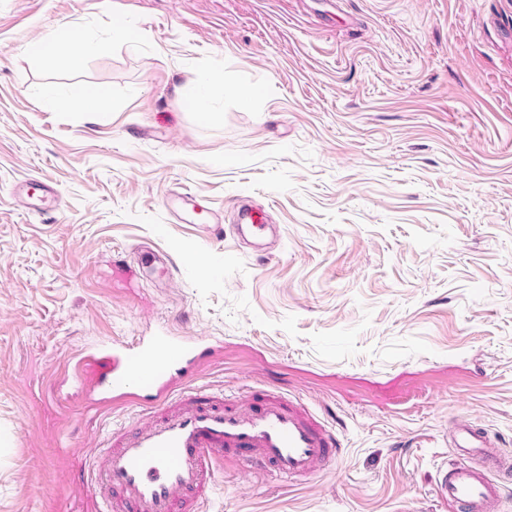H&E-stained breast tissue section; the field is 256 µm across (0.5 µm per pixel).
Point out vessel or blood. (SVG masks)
<instances>
[{
  "instance_id": "obj_1",
  "label": "vessel or blood",
  "mask_w": 512,
  "mask_h": 512,
  "mask_svg": "<svg viewBox=\"0 0 512 512\" xmlns=\"http://www.w3.org/2000/svg\"><path fill=\"white\" fill-rule=\"evenodd\" d=\"M208 348L205 338L165 330L132 346L82 351L79 363L100 390L152 392L153 415L114 432L86 481L104 512H197L227 458L284 479L309 477L337 458L336 433L278 389L255 390L234 404L196 388L174 394L173 367L196 364ZM450 445L458 460L439 471L438 496L462 512H494L504 489L496 474L512 465L470 423L454 427Z\"/></svg>"
}]
</instances>
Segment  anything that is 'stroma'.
<instances>
[{"label": "stroma", "instance_id": "stroma-1", "mask_svg": "<svg viewBox=\"0 0 512 512\" xmlns=\"http://www.w3.org/2000/svg\"><path fill=\"white\" fill-rule=\"evenodd\" d=\"M162 325L214 346L191 385H279L343 445L291 489L225 462L200 512H457L451 426L512 456V0H0V512H98L79 471L151 411L78 354ZM40 42L51 47V55L62 57L73 65L80 63L93 50L91 43L82 39L75 40L71 35L59 39V34L56 31L43 37ZM68 103L81 108H88L92 111H101L108 107L107 97L93 88H85L75 92Z\"/></svg>", "mask_w": 512, "mask_h": 512}]
</instances>
